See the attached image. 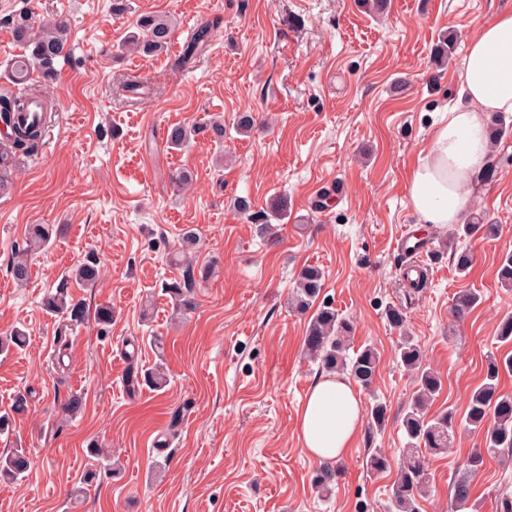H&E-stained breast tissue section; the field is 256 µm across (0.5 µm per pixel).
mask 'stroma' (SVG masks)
<instances>
[{
    "mask_svg": "<svg viewBox=\"0 0 512 512\" xmlns=\"http://www.w3.org/2000/svg\"><path fill=\"white\" fill-rule=\"evenodd\" d=\"M0 0V92L7 67L22 50L12 36L21 13L39 24H69L65 54L46 91L56 105L37 148L21 158L10 194L0 196V260L13 259L29 225L57 224L61 234L29 258L19 284L0 273V333L21 328L24 349L0 355V413L16 393L30 392L25 413L0 435V452L26 448L31 467L14 484L0 483V512H387L393 473L374 475L366 458L376 448L398 455L406 438L402 416L413 392L399 366L400 335L384 315L402 309L425 362L443 381L434 409L464 416L483 381L488 351L512 353L496 340L512 315V290L497 270L512 253V166L479 183L473 207L498 231L466 242L468 274L449 250L431 246L432 274L423 291L408 292L402 229L432 237L446 228L425 224L409 196L412 171L436 129L465 103L455 79L463 44L512 0H388L382 13L361 0ZM165 13L177 22L167 50L120 54L118 45L140 15ZM218 17L206 50L187 68L175 62L196 27ZM453 31L459 45L447 67L431 50ZM147 84L128 94L124 75ZM253 129L239 133L241 113ZM224 118V143L198 136L179 151L167 128ZM190 186L176 183L180 171ZM288 199L287 218L264 234L255 215L275 197ZM249 198L254 217L234 200ZM204 272L195 310L177 314L162 290L180 276L169 255L185 231ZM102 265L98 282L73 276L86 256ZM325 274L323 298L354 323V346L381 355L363 408L388 406L381 431L360 425L343 475L331 494L318 492L320 466L301 447L300 406L320 377L302 353L310 318L289 305L306 266ZM67 285L88 312L112 307L108 336L95 321L64 326L46 312V294ZM482 301L464 319L452 313L463 290ZM160 338L162 352L151 347ZM168 368L160 391H128L130 368L157 361ZM81 394L80 414L65 419L62 402ZM185 418L176 436L175 408ZM118 456L106 474L89 443ZM483 435L458 426L448 454L430 457V495L417 512H455L451 485ZM96 477L83 498L70 492L86 472ZM512 497V461L485 456L472 478L468 512H500Z\"/></svg>",
    "mask_w": 512,
    "mask_h": 512,
    "instance_id": "obj_1",
    "label": "stroma"
}]
</instances>
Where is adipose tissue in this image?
Listing matches in <instances>:
<instances>
[{
    "instance_id": "ef3b65f1",
    "label": "adipose tissue",
    "mask_w": 512,
    "mask_h": 512,
    "mask_svg": "<svg viewBox=\"0 0 512 512\" xmlns=\"http://www.w3.org/2000/svg\"><path fill=\"white\" fill-rule=\"evenodd\" d=\"M465 46L457 79L466 104L449 112L410 178L412 205L428 224L465 222L472 184L490 156L484 116L512 115V12L481 25ZM361 418V398L349 381L318 379L298 413L303 450L323 462L344 459Z\"/></svg>"
}]
</instances>
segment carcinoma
I'll return each instance as SVG.
<instances>
[{
  "instance_id": "carcinoma-1",
  "label": "carcinoma",
  "mask_w": 512,
  "mask_h": 512,
  "mask_svg": "<svg viewBox=\"0 0 512 512\" xmlns=\"http://www.w3.org/2000/svg\"><path fill=\"white\" fill-rule=\"evenodd\" d=\"M220 24L213 20L201 25L191 36L177 59V65L184 68L191 64L198 52L210 38L211 31ZM175 24L168 15L146 13L137 22V31L130 33L122 44L124 48H133L144 54L165 51L171 40ZM14 33L29 50L16 68L17 74H27L38 69L43 79L50 80L55 75V63L64 55L68 39V25L63 19L33 27L27 15L20 16L14 25ZM456 41L453 37L442 38L432 49L434 61L444 63L455 52ZM34 99L43 102V111H54V103L48 99L41 85L26 83L13 90L0 94V114L4 120L10 115L26 111ZM206 134L210 141L219 144L224 141V121L210 119L200 126L187 127L175 124L167 129L166 143L169 147L183 149L197 134ZM9 143L0 145V192L11 186L10 173L16 167L17 158L32 150L41 132L30 128L16 127L14 132L6 134ZM512 164V156L493 154L487 166L479 174L483 182L493 180L498 169ZM486 216L475 215L465 224H453L448 229V247L457 253L456 266L461 273L467 272L472 263L468 250L457 252L458 242L478 234L484 237L496 235L497 225L485 223ZM54 229L48 224H34L29 228L25 247L13 260L10 273L13 279L23 283L30 275L28 255L48 245ZM173 263L181 268V278L164 284L163 291L170 294L179 308L191 310L195 306L194 292L198 282L194 263L183 253L173 256ZM100 275L99 261L90 257L76 270V280L87 286L93 285ZM325 275L318 266H306L298 277V285L293 297L294 306L308 311L319 298ZM481 301V295L475 291L464 290L456 297L453 313L462 318ZM48 310L62 315L70 322L81 323L87 315L84 302L74 300L67 287L60 286L56 292L46 298ZM353 324L332 304L322 302L311 316L303 351L307 359L318 364L329 373L349 375L364 388L371 386L379 370L380 356L377 350L366 345L351 351ZM26 334L15 328L0 336V354L24 347ZM396 356L400 365L412 375L416 391L403 416L407 442L394 459L385 452L376 449L367 461V467L373 473L385 472L396 468V477L390 496L391 512H416L417 500L428 492L427 456L448 453L453 444L456 430L455 413L451 410L428 416V408L434 396L442 389L440 376L423 364L421 349L412 337L404 336L397 347ZM512 373V355L498 356L494 352L486 355V369L483 383L472 391L468 398L465 423L483 433L484 447L489 453L512 455V395L499 389L503 374ZM143 382L160 390L167 385V375L162 365L145 371ZM371 427L381 431L386 426L387 406L377 402L369 410ZM31 466L26 449L12 448L0 454V483H14L25 476ZM339 476V466L326 465L315 477L320 492L328 493ZM455 508L464 509L471 498V484L468 478L460 477L452 483Z\"/></svg>"
}]
</instances>
